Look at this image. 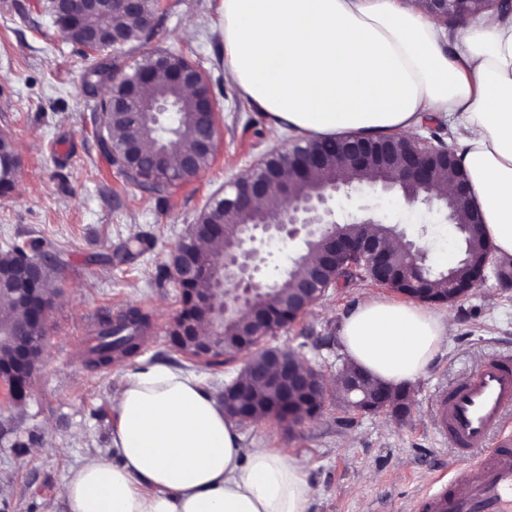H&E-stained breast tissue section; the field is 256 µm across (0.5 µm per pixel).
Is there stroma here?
I'll return each mask as SVG.
<instances>
[{"instance_id": "35a3bbf8", "label": "stroma", "mask_w": 512, "mask_h": 512, "mask_svg": "<svg viewBox=\"0 0 512 512\" xmlns=\"http://www.w3.org/2000/svg\"><path fill=\"white\" fill-rule=\"evenodd\" d=\"M155 35L143 52L179 50L204 72L217 104V150L194 180L173 188L167 203L125 181L103 155L95 134V100L83 90L90 65L67 43L37 0H0V133L10 134L21 159L14 188L0 196V251L20 237H41L56 247L59 290L49 313L45 353L22 399H0V512H43L62 502L72 468L90 456H109L112 393L139 363L162 361L190 372L211 395L224 389L247 360L237 355L210 369L175 351L168 331L182 304L162 270L198 214L225 183L247 175L263 155L292 148L291 132L271 137L266 115L227 81L222 0H162ZM338 221L372 217L403 230L428 252L456 254L453 225L421 219L398 196L356 186L333 198ZM135 238L152 247L123 265L101 255ZM259 277L279 279L283 267L306 253L303 239L274 238ZM392 289L354 280L329 290L272 343L304 359L324 380L337 377L348 358L339 331L358 303L393 297ZM129 307L148 314L150 327L138 357L90 367L85 344L101 317ZM436 313L451 316L455 331L425 373L409 386V411L344 408L328 389L320 413L293 428L268 417L241 425L243 445L274 448L304 459L312 488L311 512H418L421 495L453 467L464 466L439 433V394L485 359L512 352V288L494 274ZM54 452H42L45 442Z\"/></svg>"}]
</instances>
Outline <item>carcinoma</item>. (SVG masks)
<instances>
[{
	"label": "carcinoma",
	"instance_id": "1",
	"mask_svg": "<svg viewBox=\"0 0 512 512\" xmlns=\"http://www.w3.org/2000/svg\"><path fill=\"white\" fill-rule=\"evenodd\" d=\"M44 13L49 15L58 28L60 34L69 42L80 47L86 46L85 32L97 26L101 28H120L124 32V41L121 44L108 48L94 47L92 51L102 54L94 59L84 74V90L93 94L96 83L108 82V95L95 103L96 133L103 134L99 139L100 146L107 153L110 163L117 168L125 180L152 196L164 200L172 188L181 183L196 178L199 173L210 166L214 158L212 152H201L196 155L192 166L187 167L182 161V155L191 151L197 144L203 124L211 125L215 118L198 111L197 94H206L210 91L207 81H202L198 93H187L186 89L174 78L164 75L161 80L156 74L161 71L159 63H165L168 71H179L193 66L181 52L174 50L163 54L145 53L140 59L129 65L125 62L128 48L133 45H143L154 35L151 12L129 14L115 11L103 18H92L84 24H70L58 13L55 0H40ZM493 3L490 0H474L468 11L448 15L446 24L461 26L468 19L490 9ZM146 77L153 78L134 97L128 99V108L124 112L112 111V96L125 93L127 85L140 81ZM168 101L175 106L173 119L165 120L159 126L150 122V113L156 103ZM176 134V143L163 155L159 165L154 170L143 169L133 175L127 172L120 164L126 148L138 145L148 151L161 146L170 138V133ZM387 139L394 142L397 147L395 158L418 147V143L411 137L398 133L387 135ZM346 138L334 137L328 139H301L299 148L304 152H321L326 155L324 165L318 169L305 172L297 177L292 171V165L285 156L274 153L263 157L265 168L275 172L278 184L288 186L295 195H304L313 187L329 183L336 179L339 170L336 155L344 150ZM18 167V159L14 151L12 140L0 134V193H6L13 187V177ZM247 180L237 181V192L229 194L219 200L211 201L197 216L195 224L191 225L189 233L202 240L206 239L207 226L224 223V209H229L237 200V196L246 192ZM478 211L470 201L461 202L456 206L457 220L464 224L465 239L468 252L472 255H483L492 247V243L485 235L482 223H472ZM340 231L348 237L375 235L382 241H389V227L384 224H342ZM209 241L215 247L204 251L197 246L184 252V261L195 268L193 279L181 285L182 308L170 327L169 336L173 347L180 353L193 359L200 352L212 351V357L204 362L207 367H220L224 365L222 357L233 356L236 352H250V364L263 366L268 364L267 357L273 347L266 345V337L256 336L246 341L241 335L238 320L229 315L224 317L223 332L207 339L195 337L187 338L189 332L184 326L192 329L201 323H211L212 303L209 302L208 290L215 266L224 252V238L211 237ZM144 250V242L140 239L128 242L122 249L112 255L105 256V261L111 263H125L134 257V254ZM45 252V242L40 237H29L13 243L0 255V279L15 278L20 266L28 260ZM392 275L389 287L401 294L418 299L422 302H448V274H419L410 270V258L402 250L391 251ZM306 266L296 267L290 274L282 277L275 288L276 301L266 305L268 318L278 325L291 318L288 312V298L295 296L303 287L306 280ZM26 329L20 328L17 317H0V364L9 365L16 346L20 344L31 345L32 363L38 365L41 360L39 346L33 344L34 337L44 332V326L37 320L25 321ZM149 327L148 315L139 309H130L117 317L107 315L103 317L97 328L93 330L97 343L91 349L89 363L95 368L107 366L112 363V354L123 357H133L138 354L144 336ZM249 389V399L238 400L230 393L221 394L224 400V411L239 422H247L253 410L261 407L266 413L279 422L291 426L297 422V417L315 416L321 408L325 398V385L319 384V390L312 395L291 394L279 397L263 388L257 390L252 381L244 382ZM344 405L355 409L358 406L379 399V388L374 384L364 385L358 391L339 393ZM410 397L409 390L397 387L388 404V411L396 418L406 415L408 408L404 403Z\"/></svg>",
	"mask_w": 512,
	"mask_h": 512
}]
</instances>
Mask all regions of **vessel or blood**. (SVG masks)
Listing matches in <instances>:
<instances>
[{
  "label": "vessel or blood",
  "instance_id": "1",
  "mask_svg": "<svg viewBox=\"0 0 512 512\" xmlns=\"http://www.w3.org/2000/svg\"><path fill=\"white\" fill-rule=\"evenodd\" d=\"M435 412L440 434L476 458L426 492L422 512H512V354L444 389Z\"/></svg>",
  "mask_w": 512,
  "mask_h": 512
}]
</instances>
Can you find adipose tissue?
I'll return each instance as SVG.
<instances>
[{
    "label": "adipose tissue",
    "mask_w": 512,
    "mask_h": 512,
    "mask_svg": "<svg viewBox=\"0 0 512 512\" xmlns=\"http://www.w3.org/2000/svg\"><path fill=\"white\" fill-rule=\"evenodd\" d=\"M226 76L272 136L411 129L421 113L463 131L457 152L497 253L512 256V15L483 14L456 39L426 0H223ZM451 318L392 298L357 305L341 340L352 367L416 381ZM112 455L64 488L67 512H309L304 460L247 448L192 374L161 364L112 394Z\"/></svg>",
    "instance_id": "1"
}]
</instances>
